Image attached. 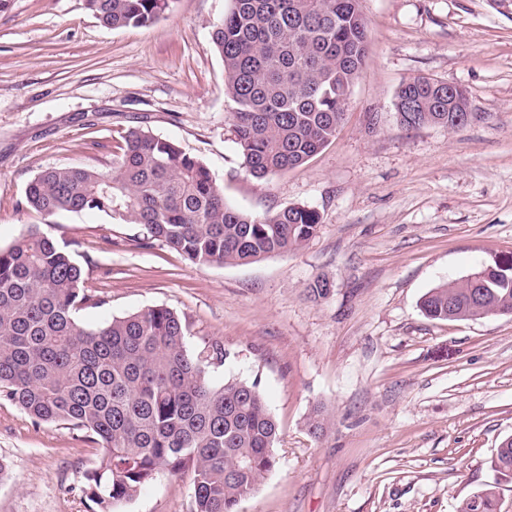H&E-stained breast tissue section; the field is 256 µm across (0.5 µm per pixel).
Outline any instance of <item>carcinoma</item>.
Listing matches in <instances>:
<instances>
[{
  "label": "carcinoma",
  "mask_w": 512,
  "mask_h": 512,
  "mask_svg": "<svg viewBox=\"0 0 512 512\" xmlns=\"http://www.w3.org/2000/svg\"><path fill=\"white\" fill-rule=\"evenodd\" d=\"M170 0H85L116 29L154 22ZM360 0H232L213 26L246 171L255 178L303 164L335 137L345 101L366 62ZM395 103L399 123L457 128L442 81L418 76ZM112 169L51 166L25 186L33 210L94 212L141 224L197 265H246L310 239L320 214L292 205L262 218L228 204L208 166L176 143L135 127L122 136ZM485 285L453 281L420 303L434 320L478 313L512 315V268L486 271ZM84 268L66 246L29 231L0 249V400L36 424L66 422L103 449L83 474L82 493L98 512H116L166 471L188 475L190 512H239L276 465L279 428L257 383L214 387L208 368L224 364L212 344L186 347L185 317L148 307L88 328L92 303ZM494 468L512 474V439ZM488 486L458 512H494Z\"/></svg>",
  "instance_id": "cac0c4a2"
}]
</instances>
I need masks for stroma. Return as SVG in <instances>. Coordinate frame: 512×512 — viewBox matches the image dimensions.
<instances>
[{
    "mask_svg": "<svg viewBox=\"0 0 512 512\" xmlns=\"http://www.w3.org/2000/svg\"><path fill=\"white\" fill-rule=\"evenodd\" d=\"M231 5L172 0L153 23L108 29L84 0H0V248L47 233L105 300L82 323L171 308L189 350L223 345L213 385L258 383L277 465L240 512H457L489 485L512 512V475L491 466L512 435V316L420 310L432 288L512 264V0H360L368 59L335 137L264 178L244 168L211 42ZM417 76L463 87L473 119L400 126L396 94ZM138 126L201 159L253 216L318 211L315 235L247 265H195L142 225L27 208L41 170H109L120 132ZM321 278L332 288L318 297ZM100 456L85 432L0 400V512H92L80 486ZM190 494L165 473L125 512H189Z\"/></svg>",
    "mask_w": 512,
    "mask_h": 512,
    "instance_id": "obj_1",
    "label": "stroma"
}]
</instances>
